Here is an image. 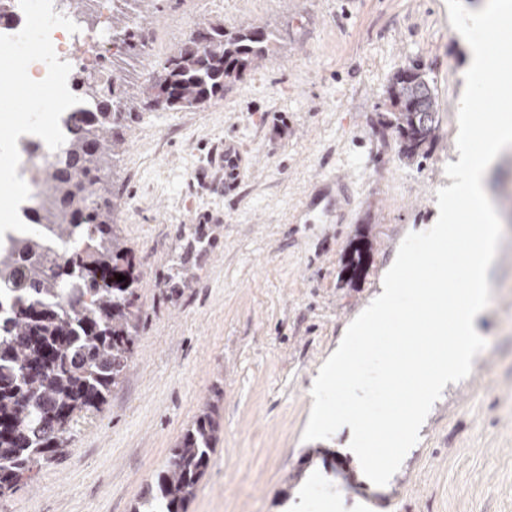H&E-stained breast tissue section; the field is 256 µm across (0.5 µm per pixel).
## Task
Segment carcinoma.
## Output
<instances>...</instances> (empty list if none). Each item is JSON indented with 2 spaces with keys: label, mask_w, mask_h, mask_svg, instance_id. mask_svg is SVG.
<instances>
[{
  "label": "carcinoma",
  "mask_w": 512,
  "mask_h": 512,
  "mask_svg": "<svg viewBox=\"0 0 512 512\" xmlns=\"http://www.w3.org/2000/svg\"><path fill=\"white\" fill-rule=\"evenodd\" d=\"M112 32L123 58L140 55L142 34L126 12H112ZM277 36L264 26L227 30L208 22L158 64L141 85L137 108L128 106L130 76L88 93L91 110L74 113L65 153L43 183L34 210L36 233L12 237L0 252V497L32 482L34 470L68 451L81 427L93 421L129 367L137 340V278L127 249L110 224L112 199L102 192L105 156L118 149L131 112H154L162 87L176 107L199 109L224 95L273 52ZM390 112L382 125L396 134L399 153L414 161L436 141L438 102L422 68L396 71L388 87ZM68 241L55 256L51 245ZM368 240L361 238L344 268L359 272ZM126 280L119 282L115 275ZM218 423L203 412L172 452L134 512H184L208 467Z\"/></svg>",
  "instance_id": "obj_1"
}]
</instances>
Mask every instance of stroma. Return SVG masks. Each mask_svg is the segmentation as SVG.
I'll list each match as a JSON object with an SVG mask.
<instances>
[{
    "instance_id": "1",
    "label": "stroma",
    "mask_w": 512,
    "mask_h": 512,
    "mask_svg": "<svg viewBox=\"0 0 512 512\" xmlns=\"http://www.w3.org/2000/svg\"><path fill=\"white\" fill-rule=\"evenodd\" d=\"M158 38L148 75L197 24L259 25L274 55L203 109L136 112L105 167L111 220L139 277L130 367L63 459L0 498V512H133L203 411L218 440L186 512H512V152L490 169L504 235L486 348L445 386L385 486L350 427L306 442L312 378L383 285L398 247L438 218L454 159L466 54L445 0H132ZM421 65L439 103L429 155L382 131L393 73ZM237 143L253 168L230 194L201 187ZM322 175L350 180L343 219L309 207ZM367 235L360 276L344 260Z\"/></svg>"
}]
</instances>
